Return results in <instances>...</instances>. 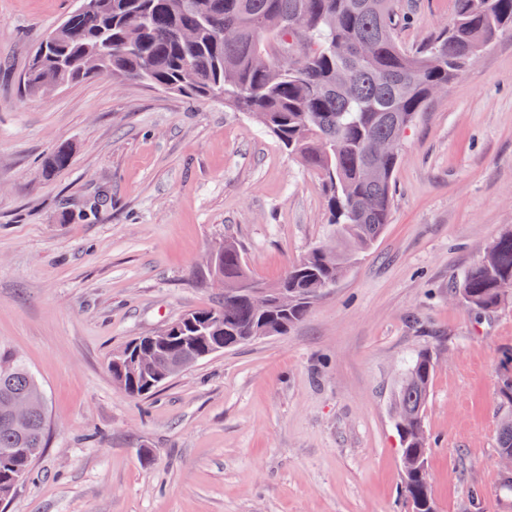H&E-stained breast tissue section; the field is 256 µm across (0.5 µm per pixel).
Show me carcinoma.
<instances>
[{
    "instance_id": "obj_1",
    "label": "carcinoma",
    "mask_w": 512,
    "mask_h": 512,
    "mask_svg": "<svg viewBox=\"0 0 512 512\" xmlns=\"http://www.w3.org/2000/svg\"><path fill=\"white\" fill-rule=\"evenodd\" d=\"M69 14L43 40L23 78L39 93L93 75L137 80L190 98H221L252 114L290 154L317 172L336 249L320 244L272 286L281 298L259 310L242 284L263 288L246 271L241 249L224 240L209 275L224 280V302L192 310L177 320L180 336H196L198 317L210 316L195 347L207 359L255 336L283 335L311 304L349 269L390 223L391 185L399 155L375 152L380 139L399 138L430 99L481 52L512 33V0H458L455 17L420 51L408 53L393 36V0H93ZM369 44L368 54L360 47ZM62 148L45 163L67 167ZM455 294L476 312L512 299V231L463 273ZM168 340L155 350L163 379L181 371L187 348ZM114 382L131 396L161 385L123 363L110 367ZM434 359L418 352L394 394L402 441L403 495L412 512H435L422 417ZM35 402L23 419L10 403ZM505 412L496 431L498 453H512V384L501 382ZM47 426L44 390L33 372L0 350V500L10 497L43 448Z\"/></svg>"
}]
</instances>
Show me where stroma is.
Returning <instances> with one entry per match:
<instances>
[{"label":"stroma","instance_id":"obj_1","mask_svg":"<svg viewBox=\"0 0 512 512\" xmlns=\"http://www.w3.org/2000/svg\"><path fill=\"white\" fill-rule=\"evenodd\" d=\"M75 0H0V349L44 387L46 446L0 512H409L393 394L436 358L425 410L437 512H512L497 480L512 303L476 313L455 278L512 229V34L403 135L391 222L287 334L130 397L112 353L224 299L207 251L230 235L277 282L328 235L317 175L253 116L95 76L31 94L37 42ZM455 0H395L408 49ZM62 146L65 169L45 174Z\"/></svg>","mask_w":512,"mask_h":512}]
</instances>
